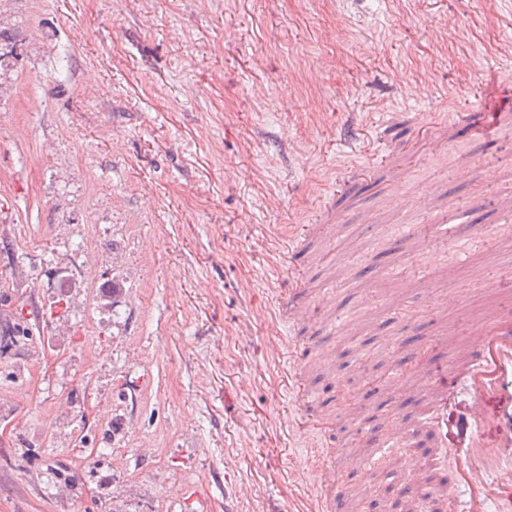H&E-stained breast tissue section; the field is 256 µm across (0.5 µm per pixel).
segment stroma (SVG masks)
<instances>
[{
  "label": "stroma",
  "mask_w": 512,
  "mask_h": 512,
  "mask_svg": "<svg viewBox=\"0 0 512 512\" xmlns=\"http://www.w3.org/2000/svg\"><path fill=\"white\" fill-rule=\"evenodd\" d=\"M474 108H512V0H0V321L33 334L0 353V512H308L326 430L389 512V443L346 424L388 379L428 415L386 338L512 309V135L449 128ZM298 239L336 302L291 330Z\"/></svg>",
  "instance_id": "35a3bbf8"
}]
</instances>
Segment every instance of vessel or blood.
<instances>
[{
    "instance_id": "b4317fda",
    "label": "vessel or blood",
    "mask_w": 512,
    "mask_h": 512,
    "mask_svg": "<svg viewBox=\"0 0 512 512\" xmlns=\"http://www.w3.org/2000/svg\"><path fill=\"white\" fill-rule=\"evenodd\" d=\"M332 304L329 292L311 299L295 283L285 289L280 312L289 323L303 324ZM441 369L468 395L464 409L449 415L447 384L426 374L421 377L420 390L433 409L429 425L441 436L439 451L450 460L452 475L446 482L428 484L408 458L398 455L392 464L400 491L422 507L438 499L453 512H512V315L497 313L472 328ZM382 432L402 444L410 438L412 425L393 419L384 427L364 429L363 436L373 444ZM332 455V449L319 448L309 457L319 484L316 512H336L340 505L336 487L341 474Z\"/></svg>"
}]
</instances>
